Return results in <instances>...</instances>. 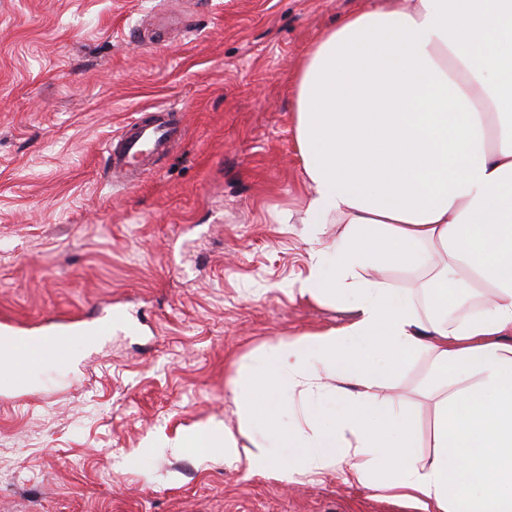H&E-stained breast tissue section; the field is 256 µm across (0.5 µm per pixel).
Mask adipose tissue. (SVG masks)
<instances>
[{
    "instance_id": "obj_1",
    "label": "adipose tissue",
    "mask_w": 512,
    "mask_h": 512,
    "mask_svg": "<svg viewBox=\"0 0 512 512\" xmlns=\"http://www.w3.org/2000/svg\"><path fill=\"white\" fill-rule=\"evenodd\" d=\"M294 129L311 189L299 292L355 316L261 350L231 388L238 428L196 429L182 447L282 481L343 468L418 512H512V0L347 14L302 56ZM422 353L425 458L419 414L380 398Z\"/></svg>"
}]
</instances>
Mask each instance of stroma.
<instances>
[{
    "label": "stroma",
    "mask_w": 512,
    "mask_h": 512,
    "mask_svg": "<svg viewBox=\"0 0 512 512\" xmlns=\"http://www.w3.org/2000/svg\"><path fill=\"white\" fill-rule=\"evenodd\" d=\"M373 0H0V318L128 320L0 393V512H417L346 471L291 482L177 436L236 426L228 387L264 347L346 326L302 297L293 122L304 50ZM182 134L133 186L107 143L134 117ZM429 362L402 370L429 454Z\"/></svg>",
    "instance_id": "obj_1"
}]
</instances>
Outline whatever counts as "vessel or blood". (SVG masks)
<instances>
[{"mask_svg":"<svg viewBox=\"0 0 512 512\" xmlns=\"http://www.w3.org/2000/svg\"><path fill=\"white\" fill-rule=\"evenodd\" d=\"M180 120L176 111L162 109L158 118L145 121L135 119L124 126L118 142L110 144L108 155L112 175L123 184H131L141 178L144 170L137 158L145 148L158 147L179 137ZM124 321L106 315L89 334L64 323L56 332L47 336H31L19 330L12 322L0 321V354L13 359L10 372L11 389L23 392L29 388V376L44 361L66 362L69 348L76 336H83L89 350H96L102 338L111 336L113 330L124 328Z\"/></svg>","mask_w":512,"mask_h":512,"instance_id":"b4317fda","label":"vessel or blood"}]
</instances>
